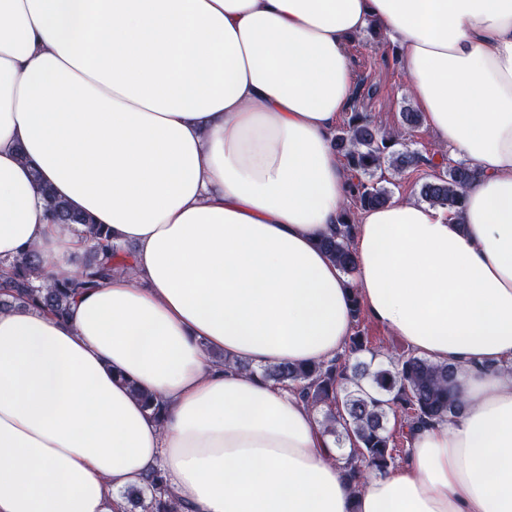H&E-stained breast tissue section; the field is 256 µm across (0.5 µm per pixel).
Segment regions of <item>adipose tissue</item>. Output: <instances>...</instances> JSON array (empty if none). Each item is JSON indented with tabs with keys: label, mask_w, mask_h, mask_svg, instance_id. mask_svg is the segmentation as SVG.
<instances>
[{
	"label": "adipose tissue",
	"mask_w": 512,
	"mask_h": 512,
	"mask_svg": "<svg viewBox=\"0 0 512 512\" xmlns=\"http://www.w3.org/2000/svg\"><path fill=\"white\" fill-rule=\"evenodd\" d=\"M372 23L478 177L459 209L358 212L349 279L319 242L351 190L347 42ZM45 189L134 273L63 319L0 309V512H124L157 469L185 512H512V0H0V273L35 253L67 275L95 246ZM355 295L457 367L465 407L354 488L260 370L342 353ZM42 193L46 198L49 210L55 217L57 224L94 226L95 223L91 217L74 211L67 201L54 197L46 189L42 190Z\"/></svg>",
	"instance_id": "ef3b65f1"
}]
</instances>
